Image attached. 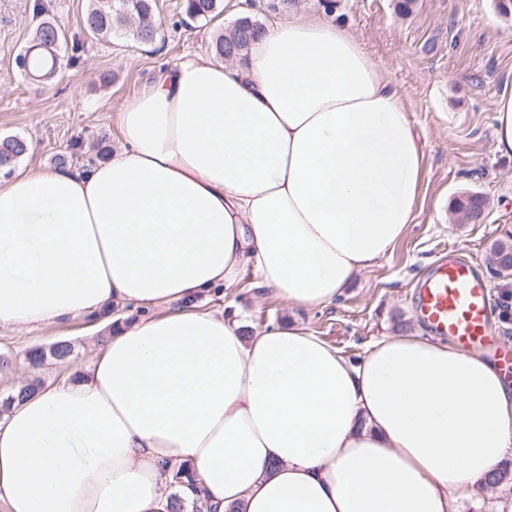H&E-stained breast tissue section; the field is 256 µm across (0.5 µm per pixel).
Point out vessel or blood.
I'll return each mask as SVG.
<instances>
[{
  "mask_svg": "<svg viewBox=\"0 0 512 512\" xmlns=\"http://www.w3.org/2000/svg\"><path fill=\"white\" fill-rule=\"evenodd\" d=\"M413 299L419 319L434 335L465 352H486L512 380V344L496 332L491 288L474 265L455 256L437 260L417 283Z\"/></svg>",
  "mask_w": 512,
  "mask_h": 512,
  "instance_id": "1",
  "label": "vessel or blood"
}]
</instances>
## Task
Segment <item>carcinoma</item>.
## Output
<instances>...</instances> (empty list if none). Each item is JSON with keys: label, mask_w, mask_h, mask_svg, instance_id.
<instances>
[{"label": "carcinoma", "mask_w": 512, "mask_h": 512, "mask_svg": "<svg viewBox=\"0 0 512 512\" xmlns=\"http://www.w3.org/2000/svg\"><path fill=\"white\" fill-rule=\"evenodd\" d=\"M223 11L222 0H185L184 17L181 23L190 26L199 22H208L216 14ZM152 0H135L126 4L123 0H88V6L83 18V30L90 39H112L117 32L129 34L133 40L143 46L154 44L160 35L159 27L152 18ZM262 25L248 17L240 18L233 26L230 34L220 35L213 45L214 52L219 57L230 54L237 60H242L247 54L250 42L255 38ZM67 40L64 33L54 21L43 18L37 25L27 53L22 64L17 66L22 75H37L43 79L42 85L49 86L55 80L57 71L62 69L64 46ZM28 151V145L23 139L13 136L0 140V168L9 172L15 163ZM482 202L470 195L456 201V209L465 211V217L476 218ZM512 243V227L501 229V235L490 245L486 254V268L494 279H507V268L498 265L499 251L503 243ZM74 346L68 340H60L47 348L35 346L26 353L29 364L36 368L47 359L59 363H67L73 359ZM41 381L32 380L25 386L8 391L0 400V409L19 404L26 400L37 388ZM169 485L176 489L173 494L172 512H183L184 500L180 490L197 488V476L189 468L178 467L168 472Z\"/></svg>", "instance_id": "cac0c4a2"}]
</instances>
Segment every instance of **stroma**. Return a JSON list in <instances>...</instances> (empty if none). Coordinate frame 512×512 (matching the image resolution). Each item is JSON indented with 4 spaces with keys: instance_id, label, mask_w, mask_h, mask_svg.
<instances>
[{
    "instance_id": "35a3bbf8",
    "label": "stroma",
    "mask_w": 512,
    "mask_h": 512,
    "mask_svg": "<svg viewBox=\"0 0 512 512\" xmlns=\"http://www.w3.org/2000/svg\"><path fill=\"white\" fill-rule=\"evenodd\" d=\"M400 0H299L305 9H327L343 19L377 60L385 77L402 93L415 133L424 144L425 177L416 218L390 253L363 271L334 305L300 309L295 316L316 336L351 357L364 354L381 337L406 329L423 331L412 302L418 280L441 257L453 254L484 268L491 242L512 225V158L494 150L497 102L512 93V19L495 0H415L400 14ZM269 0H223V13L210 23L179 25L183 0H154L159 39L137 45L130 36L109 42L85 41L78 65L65 68L51 89L24 79L15 65L38 22L34 0H0V139L17 136L28 152L18 167L56 165L67 156L71 167L107 157L120 145L117 114L160 64L212 54L216 34L244 16L261 24L284 18ZM108 72L112 84L94 85ZM488 199L481 224H456L451 208L463 192ZM210 306L239 313L262 327L286 316L277 300L257 290L236 297L214 289ZM74 321L23 336L0 330V395L18 381L39 376L50 383L65 370H84L101 336ZM66 339L76 357L69 367L46 362L32 371L31 347Z\"/></svg>"
}]
</instances>
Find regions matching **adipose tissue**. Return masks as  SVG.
<instances>
[{
	"instance_id": "obj_1",
	"label": "adipose tissue",
	"mask_w": 512,
	"mask_h": 512,
	"mask_svg": "<svg viewBox=\"0 0 512 512\" xmlns=\"http://www.w3.org/2000/svg\"><path fill=\"white\" fill-rule=\"evenodd\" d=\"M91 167L0 177V327L113 307L86 373L0 420L7 512H461L512 452V387L414 332L359 359L298 322L209 307L223 286L335 304L414 223L424 150L358 36L289 10L247 58L158 69ZM169 485L177 489L173 494V506L172 512H183L184 500L180 495L182 489L196 490L197 488V476L190 469L186 467H178L168 472Z\"/></svg>"
}]
</instances>
